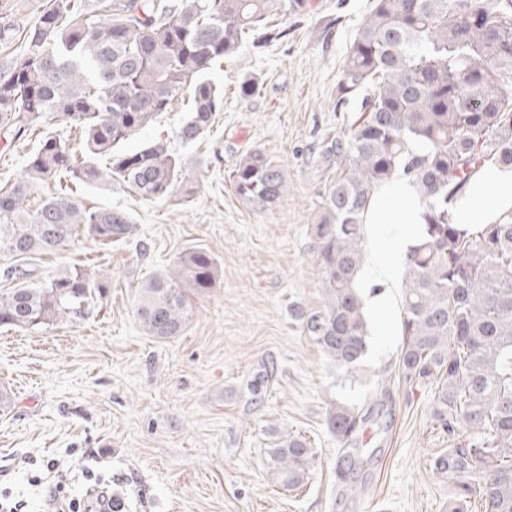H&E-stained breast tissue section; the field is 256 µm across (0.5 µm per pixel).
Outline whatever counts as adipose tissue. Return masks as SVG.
Here are the masks:
<instances>
[{
    "label": "adipose tissue",
    "instance_id": "ef3b65f1",
    "mask_svg": "<svg viewBox=\"0 0 512 512\" xmlns=\"http://www.w3.org/2000/svg\"><path fill=\"white\" fill-rule=\"evenodd\" d=\"M496 195H489V188ZM512 209V168L486 169L472 185L469 195L454 211L458 224H489ZM425 208L410 179L400 176L381 187L371 200L364 222L369 242V263L361 277L372 309L380 321L379 335H388L390 307L386 297L394 286L397 257L403 256L418 235L417 226L424 221Z\"/></svg>",
    "mask_w": 512,
    "mask_h": 512
}]
</instances>
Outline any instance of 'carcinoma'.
I'll return each instance as SVG.
<instances>
[{"label":"carcinoma","mask_w":512,"mask_h":512,"mask_svg":"<svg viewBox=\"0 0 512 512\" xmlns=\"http://www.w3.org/2000/svg\"><path fill=\"white\" fill-rule=\"evenodd\" d=\"M309 0H47L29 27L0 25V43L21 51L0 63V132L13 140L47 121L80 129L81 162L47 136L10 188L0 189V251L53 253L80 236L103 245L128 237L133 220L57 196L27 208L35 185L65 175L87 186L117 184L149 201L173 197L181 159L162 141L138 137L187 94L182 139L196 141L224 109L209 79L252 33L262 46L288 30L271 28L280 11L301 13ZM361 96V116L323 153L343 162L315 225L325 302L300 313L307 335L350 373L368 351L356 274L365 257V212L378 188L409 177L425 205V224L404 256L402 346L398 378L406 386L439 381L433 415L461 440L435 462L456 488L450 512L480 496L483 512H512V210L492 224H456L452 209L489 164L512 167V0H373L345 59L336 106ZM236 194L259 205L283 196L277 166L260 151L230 174ZM0 290V326L49 327L81 317L105 286L80 268L45 283ZM215 258L196 248L170 273L144 277L135 312L144 332L167 340L183 333L193 295L216 286ZM369 413L337 403L328 425L343 441ZM277 474L304 483L315 459L301 436L273 443Z\"/></svg>","instance_id":"cac0c4a2"}]
</instances>
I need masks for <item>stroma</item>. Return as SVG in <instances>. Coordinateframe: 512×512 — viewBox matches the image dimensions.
<instances>
[{
	"label": "stroma",
	"mask_w": 512,
	"mask_h": 512,
	"mask_svg": "<svg viewBox=\"0 0 512 512\" xmlns=\"http://www.w3.org/2000/svg\"><path fill=\"white\" fill-rule=\"evenodd\" d=\"M370 7L311 0L306 13L271 16L287 37L264 47L245 37L220 64L224 109L210 131L182 144L185 98L144 131L180 155L190 197L146 201L62 176L32 189L29 205L62 192L128 213L134 231L109 245L82 238L56 253L0 252V273L20 267L45 282L79 267L106 284L88 315L46 330L0 327V389L12 398L0 409V512H58L73 500L86 512L104 493L114 512H448L454 487L434 468L450 446L433 416L437 384L398 379L400 288L390 291V336L370 338L351 377L300 318L324 301L314 227L337 168L320 146L358 115L359 100L337 106L336 88ZM245 77L259 85L253 96L238 91ZM50 134L83 155L80 130L39 124L0 147V187ZM253 149L283 177L274 206L245 202L228 181ZM196 246L214 254L220 280L194 296L181 336L156 340L134 314L135 289ZM337 402L372 412L355 450L328 427ZM292 435L315 451L297 489L276 478L268 453Z\"/></svg>",
	"instance_id": "1"
}]
</instances>
